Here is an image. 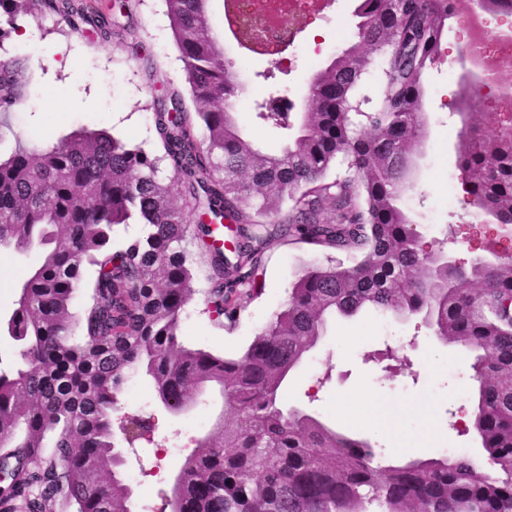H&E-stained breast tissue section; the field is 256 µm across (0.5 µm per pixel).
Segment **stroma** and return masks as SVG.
<instances>
[{
  "label": "stroma",
  "mask_w": 512,
  "mask_h": 512,
  "mask_svg": "<svg viewBox=\"0 0 512 512\" xmlns=\"http://www.w3.org/2000/svg\"><path fill=\"white\" fill-rule=\"evenodd\" d=\"M85 12L110 23L107 37L90 27L71 30L61 18L46 15L40 22L22 21L25 39L0 43V62L19 56L30 66L33 79L9 114L0 117V159H7L17 143H54L77 130L106 132L111 113L126 110L136 123L126 142L152 149L156 138L148 106L155 93L186 94L184 65L166 14L165 0H75ZM353 0H313L315 21L298 34L288 48L287 71L275 68L273 58L241 46L225 20L224 0H210L213 32L227 56L236 60L247 88L236 102L235 117L243 133L263 151L278 152L285 130L259 118V106L285 96L295 103L290 120H297L307 104L308 82L322 64L355 38ZM463 28L449 17L443 36L444 53L423 76L424 110L428 116L425 148L417 159L413 190L402 198L423 242L442 246L454 258L494 260L504 244L495 236L481 235L484 217L467 205L458 180L457 149L463 118L447 106L459 88L449 71L455 68ZM59 67L48 71L46 59ZM79 72L85 92L97 106L83 112L68 108L58 91L72 72ZM42 101L46 110L34 113L30 102ZM194 273L195 294L180 317L179 334L185 344L219 354L241 352L288 297L301 263L326 264L332 249L285 241L272 243L258 275L261 291L242 311L236 324L210 317L207 311L209 256L197 241L186 243ZM39 260L38 251L0 252V318L14 309L18 277ZM403 349L411 366L394 379H386L383 365L368 360L367 352L385 347ZM474 352L441 342L420 317H394L366 310L352 318H337L317 346L290 374L280 402L313 415L326 425L354 438H363L383 452V464H401L414 457L459 453L482 462L474 433L465 429L477 406L478 384L470 365ZM357 400L354 412L340 413L338 402ZM149 412L155 419L154 440L142 443L141 463L126 465L136 473L131 481V510L152 506L161 512L173 474L185 455L209 433L224 413L218 390L208 392L191 415L172 416L154 399L151 384L130 375L118 396L113 418ZM402 422L400 434L388 427L390 415Z\"/></svg>",
  "instance_id": "obj_1"
}]
</instances>
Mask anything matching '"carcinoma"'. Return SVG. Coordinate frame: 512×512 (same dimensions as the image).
<instances>
[{"instance_id":"carcinoma-1","label":"carcinoma","mask_w":512,"mask_h":512,"mask_svg":"<svg viewBox=\"0 0 512 512\" xmlns=\"http://www.w3.org/2000/svg\"><path fill=\"white\" fill-rule=\"evenodd\" d=\"M207 2L165 0L194 110L181 99L154 103V150L80 131L19 144L0 160V248L41 251L0 321L18 349L0 368V512H44L60 494L73 512H130L112 409L132 373L173 406L217 388L233 414L182 461L169 512H512V257L450 264L424 247L400 204L424 149L421 78L463 0H405L396 27L386 23L392 0H354L355 40L315 71L311 105L278 154L255 147L236 122L242 88L237 68L224 65ZM47 11L76 14L71 0H0V41L17 32L19 15ZM380 52L378 97L360 98L359 63ZM366 101L370 111H359ZM163 163L186 204L204 198L211 223L189 225L170 202ZM457 166L465 193L494 224L512 225V145L472 124ZM226 223L231 246L217 248ZM128 224L145 232L121 245L116 231ZM189 237L212 255L207 280L230 322L254 297L273 242L356 262L301 266L246 350L221 356L178 334L193 295ZM84 290L80 316L73 300ZM366 308L420 316L442 342L481 351L470 425L487 465L446 453L383 467L368 442L281 405V388L328 321ZM148 428L145 415L127 416V442Z\"/></svg>"}]
</instances>
